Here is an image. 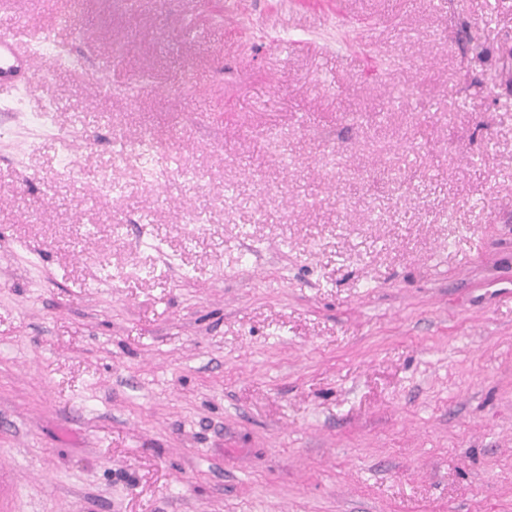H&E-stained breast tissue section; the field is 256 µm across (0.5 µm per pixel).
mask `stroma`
Listing matches in <instances>:
<instances>
[{"mask_svg":"<svg viewBox=\"0 0 512 512\" xmlns=\"http://www.w3.org/2000/svg\"><path fill=\"white\" fill-rule=\"evenodd\" d=\"M1 33L0 512H512V0ZM38 68L36 58L22 50L19 40L11 34L0 35V81L25 78Z\"/></svg>","mask_w":512,"mask_h":512,"instance_id":"stroma-1","label":"stroma"}]
</instances>
